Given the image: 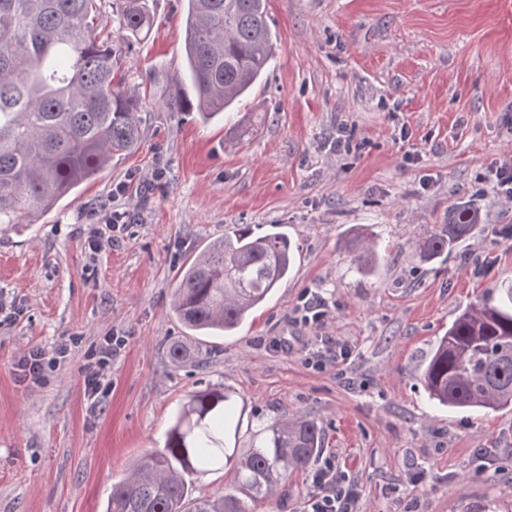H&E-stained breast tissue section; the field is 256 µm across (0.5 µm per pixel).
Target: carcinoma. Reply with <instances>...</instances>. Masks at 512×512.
Wrapping results in <instances>:
<instances>
[{
  "mask_svg": "<svg viewBox=\"0 0 512 512\" xmlns=\"http://www.w3.org/2000/svg\"><path fill=\"white\" fill-rule=\"evenodd\" d=\"M0 0V224H17L55 205L108 168L112 157L142 142L139 95L114 83L122 46L142 41L152 20L146 0ZM187 80L160 91L168 112L207 119L232 110L268 70L274 39L267 0H187ZM458 206L416 244L423 260L450 250L476 230ZM357 268L372 274L375 247L352 239ZM294 250L283 232L235 224L180 271L170 305L189 330L234 332L288 279ZM179 366L190 346L168 347ZM429 397L450 409L512 406V284L463 310L440 337L420 374ZM232 395L219 388L191 393L174 415L164 447L134 461L112 485L106 512H253L273 499L288 474L308 468L322 450L323 428L284 415L246 428ZM233 474L235 490L195 495L216 470Z\"/></svg>",
  "mask_w": 512,
  "mask_h": 512,
  "instance_id": "obj_1",
  "label": "carcinoma"
}]
</instances>
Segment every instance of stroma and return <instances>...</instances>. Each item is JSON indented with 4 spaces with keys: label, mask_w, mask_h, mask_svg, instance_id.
I'll list each match as a JSON object with an SVG mask.
<instances>
[{
    "label": "stroma",
    "mask_w": 512,
    "mask_h": 512,
    "mask_svg": "<svg viewBox=\"0 0 512 512\" xmlns=\"http://www.w3.org/2000/svg\"><path fill=\"white\" fill-rule=\"evenodd\" d=\"M183 5L149 0L126 88L182 77ZM268 15L276 55L238 107L262 117L247 139L233 143V117L151 105L138 151L0 226V512H104L206 387L256 424L315 419L359 512H512V411L438 406L419 379L456 315L512 281V200L490 174L512 155V0H268ZM462 203L474 235L422 260L416 241ZM114 209L127 217L112 230ZM233 224L286 232L292 272L236 335H192L169 310L179 273ZM361 227L372 275L347 248ZM306 292L325 301L318 323L297 312ZM107 336L122 345L93 406L85 368ZM320 336L344 358L312 366ZM178 340L196 355L179 367ZM32 349L54 361L37 384L21 368ZM312 491L311 471L289 476L256 512H303Z\"/></svg>",
    "instance_id": "35a3bbf8"
}]
</instances>
